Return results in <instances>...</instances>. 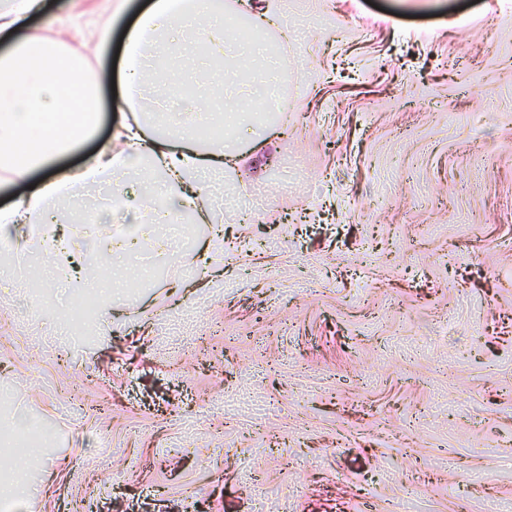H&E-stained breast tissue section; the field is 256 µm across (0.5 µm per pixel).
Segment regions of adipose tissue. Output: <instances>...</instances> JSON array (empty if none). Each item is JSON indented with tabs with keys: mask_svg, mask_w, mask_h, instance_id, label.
Segmentation results:
<instances>
[{
	"mask_svg": "<svg viewBox=\"0 0 512 512\" xmlns=\"http://www.w3.org/2000/svg\"><path fill=\"white\" fill-rule=\"evenodd\" d=\"M247 12L256 38L238 42L224 23L223 0H150L126 32L114 134L81 167L36 182V171L95 137L102 83L64 49V19L49 15L46 0H0V172L23 187L0 208V224L34 230L32 248L50 252L58 267L83 255L76 274L83 286L100 261L171 250L167 229L185 216L213 225L206 251L223 245L224 229L206 202L234 176L242 134L259 142L274 126L268 90L280 77L269 36L289 34L280 0H249ZM34 17L42 23L33 28ZM239 84L259 91L257 105L225 97ZM146 94L149 111L140 104ZM102 186L112 190V233L86 240L72 214Z\"/></svg>",
	"mask_w": 512,
	"mask_h": 512,
	"instance_id": "1",
	"label": "adipose tissue"
}]
</instances>
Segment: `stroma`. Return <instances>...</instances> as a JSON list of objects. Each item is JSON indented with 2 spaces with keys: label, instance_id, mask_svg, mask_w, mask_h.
Listing matches in <instances>:
<instances>
[{
  "label": "stroma",
  "instance_id": "stroma-1",
  "mask_svg": "<svg viewBox=\"0 0 512 512\" xmlns=\"http://www.w3.org/2000/svg\"><path fill=\"white\" fill-rule=\"evenodd\" d=\"M282 3L223 275L115 262L119 330L80 349L85 289L0 236L48 281L0 289V428L45 449L22 512H512V0Z\"/></svg>",
  "mask_w": 512,
  "mask_h": 512
}]
</instances>
